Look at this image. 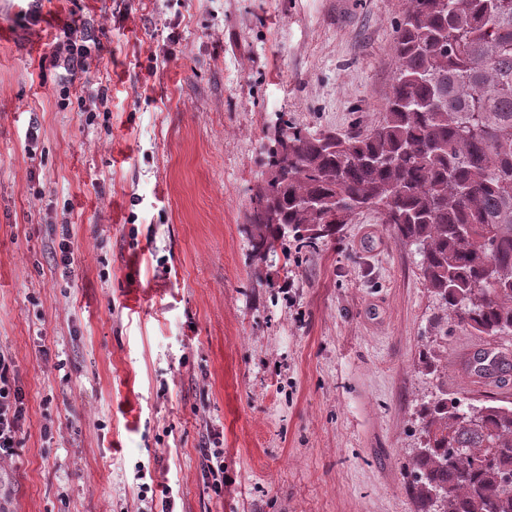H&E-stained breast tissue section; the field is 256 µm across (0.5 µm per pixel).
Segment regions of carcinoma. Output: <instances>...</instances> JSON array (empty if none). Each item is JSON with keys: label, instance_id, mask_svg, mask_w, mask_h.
Here are the masks:
<instances>
[{"label": "carcinoma", "instance_id": "cac0c4a2", "mask_svg": "<svg viewBox=\"0 0 512 512\" xmlns=\"http://www.w3.org/2000/svg\"><path fill=\"white\" fill-rule=\"evenodd\" d=\"M383 120L312 133L279 118L269 176L252 197V239L333 236L363 209L422 256L451 319L512 334V0H408ZM436 384L408 466L417 512H512V401L448 392V356L420 352Z\"/></svg>", "mask_w": 512, "mask_h": 512}]
</instances>
